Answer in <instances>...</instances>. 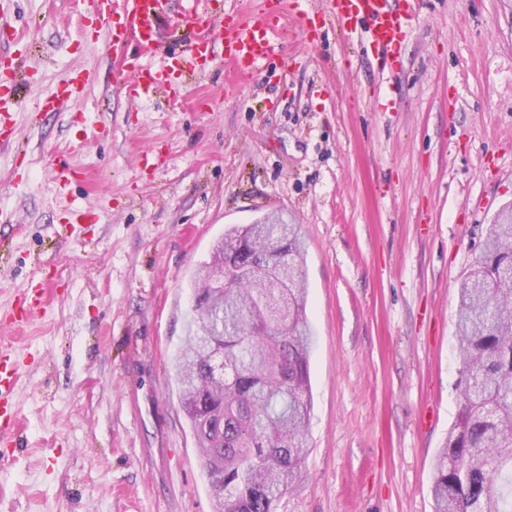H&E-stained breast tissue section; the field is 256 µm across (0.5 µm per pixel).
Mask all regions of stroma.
Here are the masks:
<instances>
[{"mask_svg":"<svg viewBox=\"0 0 512 512\" xmlns=\"http://www.w3.org/2000/svg\"><path fill=\"white\" fill-rule=\"evenodd\" d=\"M265 0H170L212 32ZM78 0H13L1 42L32 86L0 101V308L48 281L22 354L21 428L0 443V512H212L173 378L192 274L225 230L278 212L306 243L313 404L277 512H434L458 410V288L512 203V0H419L396 63L364 24L319 20L236 90L223 57L187 87L127 95L129 49L82 35ZM83 99L34 120L76 66ZM81 180L59 193L63 167ZM87 216L73 224L70 212Z\"/></svg>","mask_w":512,"mask_h":512,"instance_id":"stroma-1","label":"stroma"}]
</instances>
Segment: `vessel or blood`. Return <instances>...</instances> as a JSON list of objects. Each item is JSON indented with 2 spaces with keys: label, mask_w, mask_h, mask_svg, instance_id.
Instances as JSON below:
<instances>
[{
  "label": "vessel or blood",
  "mask_w": 512,
  "mask_h": 512,
  "mask_svg": "<svg viewBox=\"0 0 512 512\" xmlns=\"http://www.w3.org/2000/svg\"><path fill=\"white\" fill-rule=\"evenodd\" d=\"M168 0H88V13L98 21L99 33L111 39L113 47L134 41L145 48L155 46V30L165 12ZM418 0H402L392 8L388 0H322L317 14L344 24L349 20L364 21L367 43L387 54L396 53L414 18ZM289 0H280L277 13L261 11L235 16L226 24L219 42L231 66L229 84L252 81L263 60L274 55L287 30ZM208 21L201 15L186 17L183 47L178 51H161L162 63L154 67L141 65L136 80L127 86L131 97L144 99L161 90L180 86L185 75L201 72L199 60L205 41L196 37ZM91 82L87 68H73L67 80L45 93L40 108L45 112L66 111L69 104L84 97ZM46 304L41 286L23 289L12 306L0 311V324L20 327L40 317ZM18 370L10 356L0 353V431L15 426V390Z\"/></svg>",
  "instance_id": "obj_1"
}]
</instances>
